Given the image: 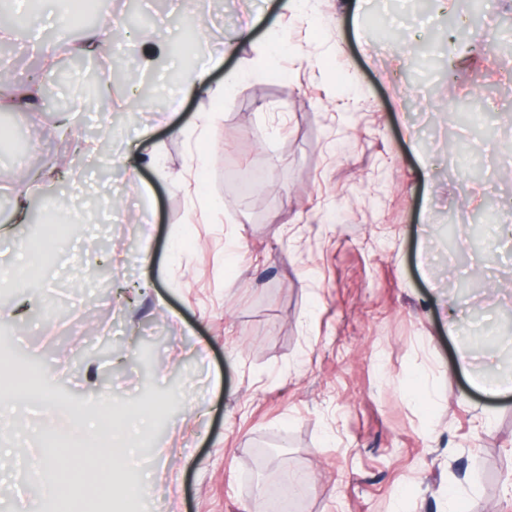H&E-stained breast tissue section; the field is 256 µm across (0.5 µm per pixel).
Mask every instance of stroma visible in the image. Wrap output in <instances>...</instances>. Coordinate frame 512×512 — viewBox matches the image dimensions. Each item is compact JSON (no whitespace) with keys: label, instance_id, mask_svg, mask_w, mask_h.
<instances>
[{"label":"stroma","instance_id":"stroma-1","mask_svg":"<svg viewBox=\"0 0 512 512\" xmlns=\"http://www.w3.org/2000/svg\"><path fill=\"white\" fill-rule=\"evenodd\" d=\"M463 6L316 0L303 17L286 0H198L204 42L240 43L206 87L246 74L209 129L206 88L130 116L120 86L42 74L74 137L99 134L109 153L24 185L18 153L0 156V197L30 203L26 223L0 208V374L43 367L38 388L66 404L0 396V512H46L51 440L59 469L81 458L71 493L95 512H244L293 472L309 478L300 512H443L451 495L460 512H512V392L470 379L512 367V246L448 232L462 200L471 216L512 212L496 177L512 167V58L492 44L442 91L440 33ZM138 7L154 25L128 77L179 88L153 48L176 45L182 0ZM477 99L487 127L456 124ZM452 134L486 178L458 175ZM104 239L108 281L92 274ZM477 267L491 287L460 290ZM50 296L66 316L48 319ZM104 383L128 434L103 482L112 430L89 423Z\"/></svg>","mask_w":512,"mask_h":512}]
</instances>
